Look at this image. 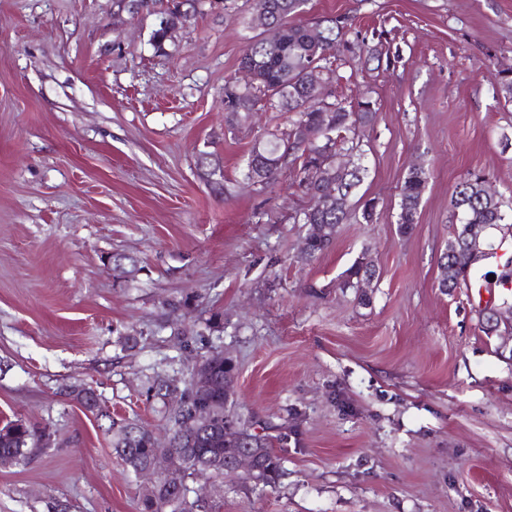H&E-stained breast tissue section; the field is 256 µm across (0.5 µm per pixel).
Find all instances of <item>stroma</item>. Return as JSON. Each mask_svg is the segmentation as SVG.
I'll use <instances>...</instances> for the list:
<instances>
[{"label":"stroma","instance_id":"obj_1","mask_svg":"<svg viewBox=\"0 0 512 512\" xmlns=\"http://www.w3.org/2000/svg\"><path fill=\"white\" fill-rule=\"evenodd\" d=\"M251 12L202 5L159 49L157 15L116 0H0V422L49 434L0 467V512H138L107 420L72 388L157 431L146 375L186 379L206 346L237 366L234 412L288 428L276 489L198 480L209 512H512V333L485 331L491 312L512 330L497 280L512 231L483 233L479 288L438 286L456 184L483 174L512 208V102L493 77L512 68V0H308L296 23L348 17L385 57L337 70V95L378 114L350 218L307 264L308 227L288 219L307 196L286 173L262 192L245 180L254 140L286 114L225 124ZM204 152L224 163L223 193ZM414 167L428 181L403 234ZM361 260L377 278L344 287ZM185 295L223 330L168 313Z\"/></svg>","mask_w":512,"mask_h":512}]
</instances>
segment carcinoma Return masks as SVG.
Returning <instances> with one entry per match:
<instances>
[{
  "mask_svg": "<svg viewBox=\"0 0 512 512\" xmlns=\"http://www.w3.org/2000/svg\"><path fill=\"white\" fill-rule=\"evenodd\" d=\"M118 7L131 14L143 10L157 12L158 28L152 40L157 49L164 48L170 38V29L183 28L199 11L200 0H116ZM305 0H253V12H261L265 21L281 28V36L274 43L260 38L249 43L240 58L239 66L253 76L248 86L229 78L224 82V111L228 127L248 123L257 107L268 105L279 112L288 113V129L305 128L316 137L293 152L286 151L277 129L258 139L249 151L246 178L259 191L271 187L280 175H292L298 187L309 198V205L300 210L303 224H322L324 233L319 238L305 239L301 259L309 261L326 251L336 234V227L346 223L350 212V190L359 182V168L340 177L336 196L319 195V186L310 179L312 167L320 160L360 151V133L373 125L377 109L368 97L347 105L330 92L328 101L316 98L308 79L307 70L316 65L325 69L331 80H336L341 54L371 52L365 40L349 38L351 24L348 19L326 17L316 23L322 37L314 40L308 27L290 22L298 15ZM497 89L503 98L512 101V71L494 74ZM200 165L215 188L224 189L221 159L212 153H203ZM427 182L423 170H411L400 185L399 226L406 232L413 224ZM449 206L459 217L460 228L456 237L439 259V287L455 288L465 277L463 267L472 258L462 249L460 238L469 224L511 225L512 214L503 210L500 198L485 193L483 177L473 174L452 191ZM376 275L363 262L354 263L346 273L343 287L358 288L365 280ZM208 364V387L194 390L193 380H177L154 373L145 380L148 397L161 404L165 426V439L173 448H189L180 476V486L160 485L153 491L140 489L139 512H203L205 505L194 490L195 479L208 472L222 475L224 469L208 471L203 468V457L225 459L237 449L251 446L261 449L257 470L244 478L252 489H274L284 474L282 459L275 445L288 446V428L281 427L276 435L267 433L269 426L255 431L252 424L227 410L230 396L226 391V377L235 374L236 366L224 353L209 350L203 355ZM77 398L84 409L110 420L112 451L124 463L129 475L137 477L157 452L154 432L128 422L115 419L100 406L97 394L91 389L78 391ZM45 433L20 420L9 421L0 427V463L7 460L21 462L45 440Z\"/></svg>",
  "mask_w": 512,
  "mask_h": 512,
  "instance_id": "obj_1",
  "label": "carcinoma"
}]
</instances>
